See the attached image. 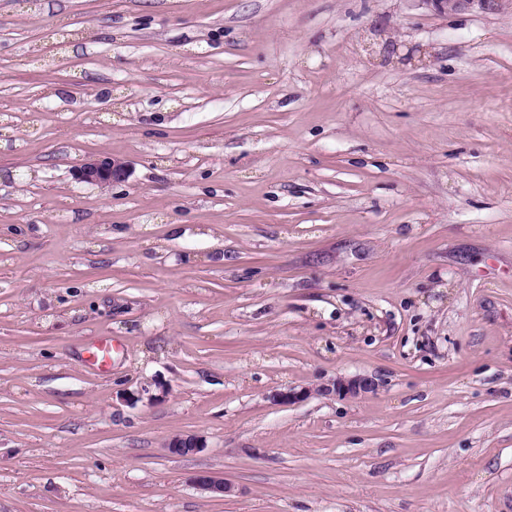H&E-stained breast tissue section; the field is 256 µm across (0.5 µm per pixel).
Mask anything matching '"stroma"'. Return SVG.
Returning a JSON list of instances; mask_svg holds the SVG:
<instances>
[{
	"instance_id": "35a3bbf8",
	"label": "stroma",
	"mask_w": 512,
	"mask_h": 512,
	"mask_svg": "<svg viewBox=\"0 0 512 512\" xmlns=\"http://www.w3.org/2000/svg\"><path fill=\"white\" fill-rule=\"evenodd\" d=\"M0 512H512V8L0 0ZM129 175V169L125 162L117 161L109 156L87 160L76 173L78 180L100 187L124 181ZM376 383L369 377H340L331 384L325 385L319 391L325 395L356 396L360 393L374 391ZM193 483L198 489L214 495L226 496L232 493L233 487L224 476L218 473H204L194 478Z\"/></svg>"
}]
</instances>
